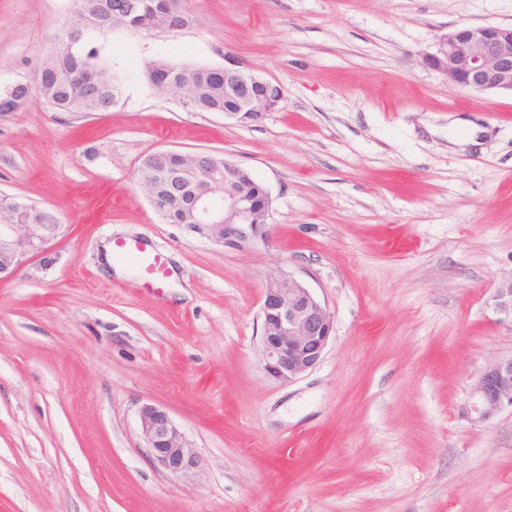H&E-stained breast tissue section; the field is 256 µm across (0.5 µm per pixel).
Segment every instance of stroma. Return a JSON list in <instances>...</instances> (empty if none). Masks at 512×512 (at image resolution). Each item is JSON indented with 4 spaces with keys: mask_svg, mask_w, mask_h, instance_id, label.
I'll return each instance as SVG.
<instances>
[{
    "mask_svg": "<svg viewBox=\"0 0 512 512\" xmlns=\"http://www.w3.org/2000/svg\"><path fill=\"white\" fill-rule=\"evenodd\" d=\"M176 30L104 38L121 81L104 112L41 101L0 119V194L60 235L0 280V512H512V410L471 389L512 355L495 288L512 278V95L423 65L459 24L512 23V0H185ZM72 0H0V87L33 79ZM278 83L241 124L156 96L155 59ZM479 127L448 140L453 118ZM159 150L212 153L272 198L271 236L230 245L164 223L138 185ZM139 239L178 285L143 288L103 246ZM334 316L296 381L260 363L268 275ZM165 410L201 461L159 467L138 411Z\"/></svg>",
    "mask_w": 512,
    "mask_h": 512,
    "instance_id": "stroma-1",
    "label": "stroma"
}]
</instances>
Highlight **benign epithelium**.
Masks as SVG:
<instances>
[{
    "instance_id": "obj_1",
    "label": "benign epithelium",
    "mask_w": 512,
    "mask_h": 512,
    "mask_svg": "<svg viewBox=\"0 0 512 512\" xmlns=\"http://www.w3.org/2000/svg\"><path fill=\"white\" fill-rule=\"evenodd\" d=\"M422 63L444 75L448 82L477 93L512 94V24L457 25L442 34L433 53ZM224 70V116L239 123L258 120L282 100L281 87L227 59ZM224 162V193H199L192 207V223L207 227L220 241L230 243L249 236H269L272 199L263 200L235 190L232 171ZM58 224H0V275L10 274L27 256L44 250L54 239ZM497 308L512 316V279L498 284ZM260 355L265 374L273 381L291 383L322 360L334 332V317L303 282L290 273L270 275L263 288L260 309ZM474 410L486 420L512 408V355L490 360L476 376ZM141 435L154 460L177 476L199 467L183 433L163 409L149 403L139 409Z\"/></svg>"
}]
</instances>
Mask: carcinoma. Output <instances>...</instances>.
Returning a JSON list of instances; mask_svg holds the SVG:
<instances>
[{
    "instance_id": "obj_1",
    "label": "carcinoma",
    "mask_w": 512,
    "mask_h": 512,
    "mask_svg": "<svg viewBox=\"0 0 512 512\" xmlns=\"http://www.w3.org/2000/svg\"><path fill=\"white\" fill-rule=\"evenodd\" d=\"M126 0H75L71 27L67 28L52 50L53 59L40 57L33 81L23 83L12 93L0 89V117L8 116L39 99L57 112H103L120 96L121 84L112 71V62L101 53L95 38L85 35L84 28L94 26L97 35L106 36L117 28L138 29L154 19H164L181 28L188 17L181 8L182 0H140L142 7L134 13L124 11ZM194 86L196 112L224 111V73L205 65H172ZM139 186L152 198V204L167 224H179L189 215L188 201H176L160 183L148 179L139 170ZM0 211L17 224L28 223V216L39 212L53 224L57 217L49 210L37 208L16 197L0 195Z\"/></svg>"
}]
</instances>
